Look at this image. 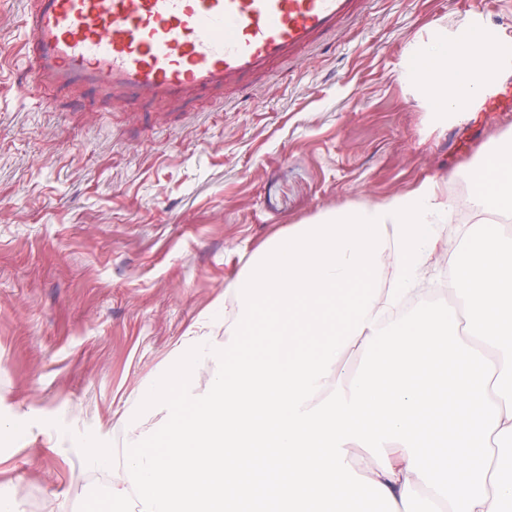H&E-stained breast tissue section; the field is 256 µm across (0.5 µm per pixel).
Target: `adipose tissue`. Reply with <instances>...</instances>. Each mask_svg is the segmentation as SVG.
<instances>
[{"instance_id": "ef3b65f1", "label": "adipose tissue", "mask_w": 512, "mask_h": 512, "mask_svg": "<svg viewBox=\"0 0 512 512\" xmlns=\"http://www.w3.org/2000/svg\"><path fill=\"white\" fill-rule=\"evenodd\" d=\"M486 30L483 23L470 22L454 35L434 33L410 56L404 76L437 125L447 126L452 114L474 117L486 98L512 78V55L502 39L490 43L485 54L471 53V44Z\"/></svg>"}]
</instances>
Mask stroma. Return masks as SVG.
<instances>
[{"instance_id":"35a3bbf8","label":"stroma","mask_w":512,"mask_h":512,"mask_svg":"<svg viewBox=\"0 0 512 512\" xmlns=\"http://www.w3.org/2000/svg\"><path fill=\"white\" fill-rule=\"evenodd\" d=\"M27 0H0V497L79 512L100 482L76 442L124 448L140 387L210 318L251 255L295 224L435 181L512 136V81L439 127L403 79L412 49L471 20L512 36V0H368L246 91L170 109L37 84L13 61Z\"/></svg>"}]
</instances>
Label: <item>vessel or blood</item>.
<instances>
[{"label":"vessel or blood","mask_w":512,"mask_h":512,"mask_svg":"<svg viewBox=\"0 0 512 512\" xmlns=\"http://www.w3.org/2000/svg\"><path fill=\"white\" fill-rule=\"evenodd\" d=\"M24 60L36 80L174 102L246 89L299 59L366 0H32Z\"/></svg>","instance_id":"vessel-or-blood-1"}]
</instances>
